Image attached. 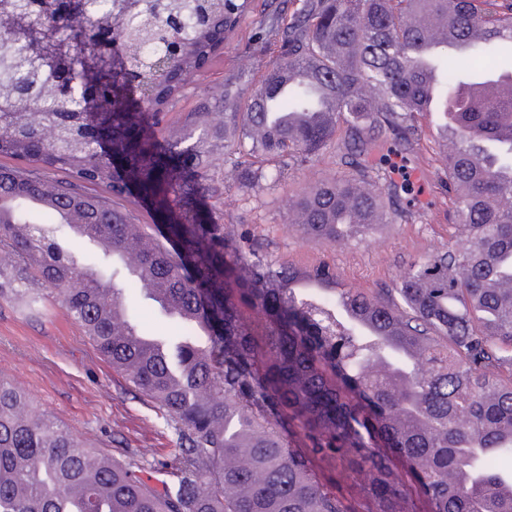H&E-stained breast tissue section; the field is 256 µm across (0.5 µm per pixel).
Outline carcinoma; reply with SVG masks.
<instances>
[{
    "instance_id": "cac0c4a2",
    "label": "carcinoma",
    "mask_w": 512,
    "mask_h": 512,
    "mask_svg": "<svg viewBox=\"0 0 512 512\" xmlns=\"http://www.w3.org/2000/svg\"><path fill=\"white\" fill-rule=\"evenodd\" d=\"M288 24L260 21L275 62L239 112L224 113V159L263 178V164L302 165L342 142L348 170L303 190L291 223L311 240L370 237L394 223L406 183L372 173L421 128L428 93L419 52L444 36L466 59L435 58L437 90L455 108L434 144L445 167L455 244L416 260L372 295L327 266L272 263L222 224L189 216L173 245L147 234L119 200L122 170L76 135L96 118L120 155L127 112L112 111V68L95 105L83 60L102 21L120 20L110 54L164 119L189 64L140 65L171 35L207 54L253 12V0H44L0 7V294L42 281L100 356L146 396L176 437L174 464L96 449L0 381V512H512V98L461 94L490 75L512 79V0H300ZM59 30L77 59L64 78L32 28ZM61 172L59 181L50 173ZM91 184L102 195L75 192ZM44 210L36 222L30 208ZM82 221L74 223V216ZM103 240L84 265L60 229ZM224 241V262L206 246ZM131 282L186 328L145 336L125 301ZM259 316L249 325L240 308ZM341 464L357 496L325 487L312 459Z\"/></svg>"
}]
</instances>
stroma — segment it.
Returning <instances> with one entry per match:
<instances>
[{"label": "stroma", "mask_w": 512, "mask_h": 512, "mask_svg": "<svg viewBox=\"0 0 512 512\" xmlns=\"http://www.w3.org/2000/svg\"><path fill=\"white\" fill-rule=\"evenodd\" d=\"M294 9L293 0H254L250 19L187 81L169 106L164 126H152L142 111H135L132 124L149 141L153 157L167 175H178L189 192L162 207L135 182L125 206L146 232L167 224L170 213L187 212L224 225L244 242H259L271 261L299 268L325 263L340 281L382 294L395 287L413 261L446 251L454 242L448 222L450 201L443 187L445 173L429 135L434 116L425 118L419 140L402 147L393 158L394 163H407L417 178L413 200L397 201L395 223L361 242H313L288 222L296 195L338 172L337 147L327 148L309 166L286 168L279 182L243 183L228 166L200 176L196 157L182 144L187 116L205 108L213 111L209 139L220 143L224 115L215 106L221 92H228L231 100L244 101L259 75L276 59L274 50L255 40L256 21L276 11L287 17ZM29 289L44 298L42 312L36 316L28 314L21 298L9 293L0 297V378L28 395L37 411L104 454L119 458L133 450L149 460L174 463L176 438L152 404L136 395L101 359L48 288L33 283ZM127 303L143 333L179 334L175 320L138 292L128 293Z\"/></svg>", "instance_id": "stroma-1"}]
</instances>
